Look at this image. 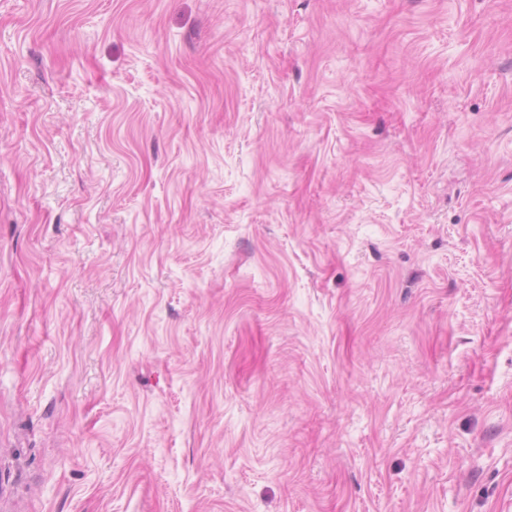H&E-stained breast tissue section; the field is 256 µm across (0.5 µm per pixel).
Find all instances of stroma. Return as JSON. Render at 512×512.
<instances>
[{"label":"stroma","mask_w":512,"mask_h":512,"mask_svg":"<svg viewBox=\"0 0 512 512\" xmlns=\"http://www.w3.org/2000/svg\"><path fill=\"white\" fill-rule=\"evenodd\" d=\"M0 512H512V0H0Z\"/></svg>","instance_id":"1"}]
</instances>
